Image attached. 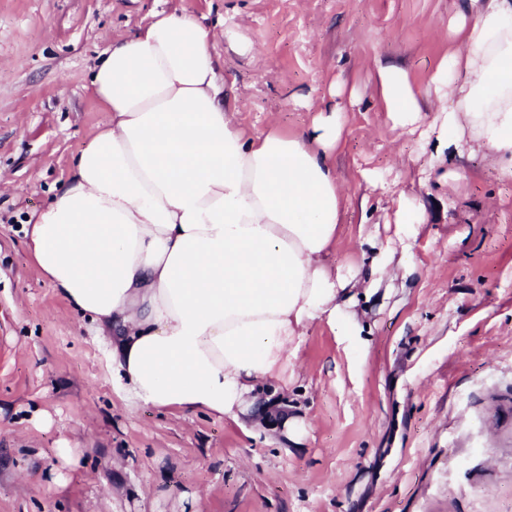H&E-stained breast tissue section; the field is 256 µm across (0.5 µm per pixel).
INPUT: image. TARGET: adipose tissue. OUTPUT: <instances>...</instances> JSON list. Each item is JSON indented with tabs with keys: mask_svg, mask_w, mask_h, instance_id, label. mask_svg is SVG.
I'll return each mask as SVG.
<instances>
[{
	"mask_svg": "<svg viewBox=\"0 0 512 512\" xmlns=\"http://www.w3.org/2000/svg\"><path fill=\"white\" fill-rule=\"evenodd\" d=\"M448 53L427 91L367 61L371 96L394 128L436 114V153L478 143L512 181V0H456ZM250 45L205 17L153 11L113 37L91 75L106 114L70 178L25 228L38 274L94 325L127 401L264 426L255 405L287 397L309 329L326 324L364 352L362 305L408 278L427 215L398 201L399 247L332 263L346 198L334 156L339 105L309 128L239 123L215 50Z\"/></svg>",
	"mask_w": 512,
	"mask_h": 512,
	"instance_id": "ef3b65f1",
	"label": "adipose tissue"
}]
</instances>
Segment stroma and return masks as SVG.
<instances>
[{
  "instance_id": "obj_1",
  "label": "stroma",
  "mask_w": 512,
  "mask_h": 512,
  "mask_svg": "<svg viewBox=\"0 0 512 512\" xmlns=\"http://www.w3.org/2000/svg\"><path fill=\"white\" fill-rule=\"evenodd\" d=\"M166 2L251 44L216 50L254 133L309 127L338 100L347 208L334 261L397 243L400 196L422 199L413 275L368 315L359 356L310 328L293 397L300 447L204 414L129 404L87 322L35 272L24 226L104 118L88 91L113 35ZM451 0H0V512H512V182L473 149L447 164L371 99L366 59L426 89ZM373 172L376 184L363 175ZM83 454L58 485L54 450Z\"/></svg>"
}]
</instances>
